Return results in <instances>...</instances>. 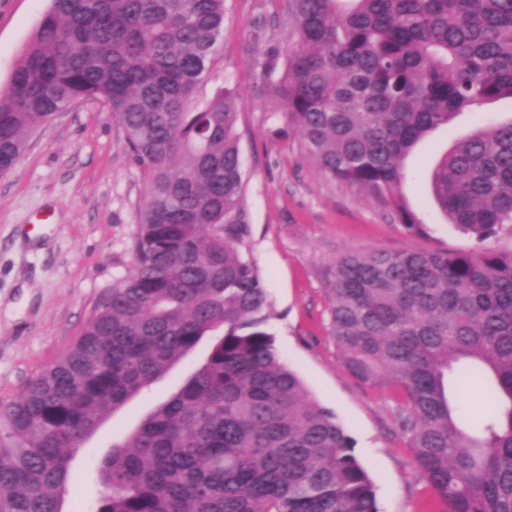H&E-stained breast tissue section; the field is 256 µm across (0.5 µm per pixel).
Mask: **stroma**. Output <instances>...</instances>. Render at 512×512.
I'll list each match as a JSON object with an SVG mask.
<instances>
[{
  "label": "stroma",
  "instance_id": "stroma-1",
  "mask_svg": "<svg viewBox=\"0 0 512 512\" xmlns=\"http://www.w3.org/2000/svg\"><path fill=\"white\" fill-rule=\"evenodd\" d=\"M50 0H0V90ZM295 41L292 0H225L214 77L241 97L239 131L250 233L243 250L258 266L272 300L270 330L283 361L309 395L332 411L372 477L379 512H425L431 496L401 431L390 392L362 383L344 367L330 335L329 273L354 253L424 249L512 252V233L486 242L449 224L433 204L430 176L460 136L512 120V99L466 112L429 134L405 162L400 192L420 221L402 224L391 205L324 174L273 109L263 70L282 65ZM143 170L125 149V132L107 107L79 100L38 127L15 166L0 174V404L58 358L85 327L99 297L133 264L132 241L143 206ZM205 355L197 350L129 400L73 461L75 480L62 512H86L100 485L96 467L141 420L182 384ZM460 424L481 431L494 411L482 385L460 383Z\"/></svg>",
  "mask_w": 512,
  "mask_h": 512
}]
</instances>
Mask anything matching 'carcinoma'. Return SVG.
Here are the masks:
<instances>
[{"label": "carcinoma", "mask_w": 512, "mask_h": 512, "mask_svg": "<svg viewBox=\"0 0 512 512\" xmlns=\"http://www.w3.org/2000/svg\"><path fill=\"white\" fill-rule=\"evenodd\" d=\"M296 41L265 70L275 111L331 178L387 200L404 161L463 112L512 99V0H294ZM224 0H52L0 91V173L75 99L103 103L142 168L133 266L82 333L0 408V512H62L72 460L103 422L200 345L201 363L99 461L89 512H379L333 412L282 361L253 259L239 97L197 103ZM448 222L480 242L512 227V121L434 168ZM344 367L409 411L414 463L442 512H512V253L351 254L330 272ZM491 375L498 403L465 431L448 376Z\"/></svg>", "instance_id": "cac0c4a2"}]
</instances>
